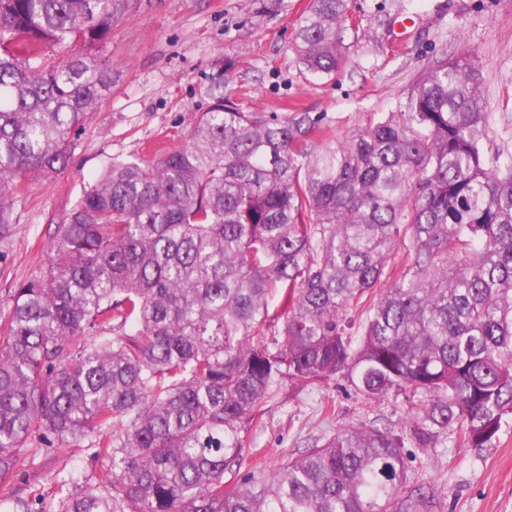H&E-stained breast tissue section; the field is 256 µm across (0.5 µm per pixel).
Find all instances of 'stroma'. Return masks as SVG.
<instances>
[{"label": "stroma", "instance_id": "obj_1", "mask_svg": "<svg viewBox=\"0 0 512 512\" xmlns=\"http://www.w3.org/2000/svg\"><path fill=\"white\" fill-rule=\"evenodd\" d=\"M312 0H114L112 37L100 52L111 83L74 140L67 168L24 182L14 198L12 228L0 238V321L14 288L40 276L48 245L85 190L115 160L152 159L185 148L217 77L243 110L318 118L319 144L341 142L371 118L394 110L424 69L443 56L469 55L480 72L493 149L512 156V0H349L342 33L346 60L330 77L301 73L291 50ZM334 406L326 415L324 406ZM413 410L404 397L366 401L347 377L309 386L281 379L245 426L250 444L241 473L272 471L307 445L343 427L400 429ZM90 435L66 448L52 435L20 450L15 482L22 496L48 508L64 495L62 479L98 482L108 462ZM413 477L430 483L441 512H512V424L493 447L453 438L435 447L409 445Z\"/></svg>", "mask_w": 512, "mask_h": 512}]
</instances>
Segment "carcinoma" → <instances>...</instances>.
Instances as JSON below:
<instances>
[{
    "mask_svg": "<svg viewBox=\"0 0 512 512\" xmlns=\"http://www.w3.org/2000/svg\"><path fill=\"white\" fill-rule=\"evenodd\" d=\"M348 0H313L304 74L344 61ZM112 0H0V235L17 182L63 170L110 82ZM182 150L109 165L0 323V499L19 448L112 431L107 481L55 512H439L404 448H491L512 417V157L488 146L470 58L335 146L317 120L245 112L223 85ZM278 337L269 338L274 321ZM116 330L86 345L85 337ZM344 373L418 400L403 430L349 426L231 484L280 378Z\"/></svg>",
    "mask_w": 512,
    "mask_h": 512,
    "instance_id": "cac0c4a2",
    "label": "carcinoma"
}]
</instances>
